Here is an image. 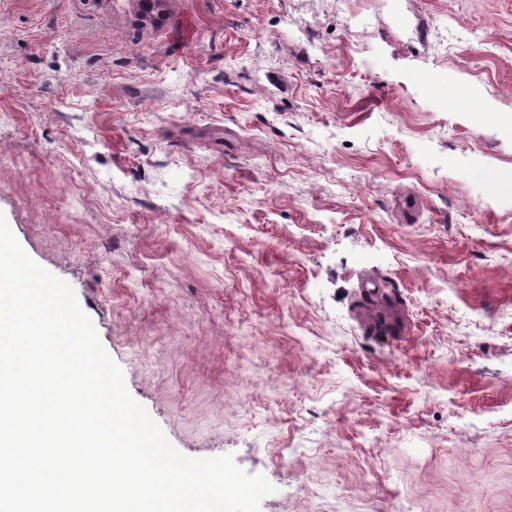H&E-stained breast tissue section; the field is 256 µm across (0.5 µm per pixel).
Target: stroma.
<instances>
[{
    "mask_svg": "<svg viewBox=\"0 0 512 512\" xmlns=\"http://www.w3.org/2000/svg\"><path fill=\"white\" fill-rule=\"evenodd\" d=\"M396 9L0 0V214L260 512H512V0Z\"/></svg>",
    "mask_w": 512,
    "mask_h": 512,
    "instance_id": "stroma-1",
    "label": "stroma"
}]
</instances>
